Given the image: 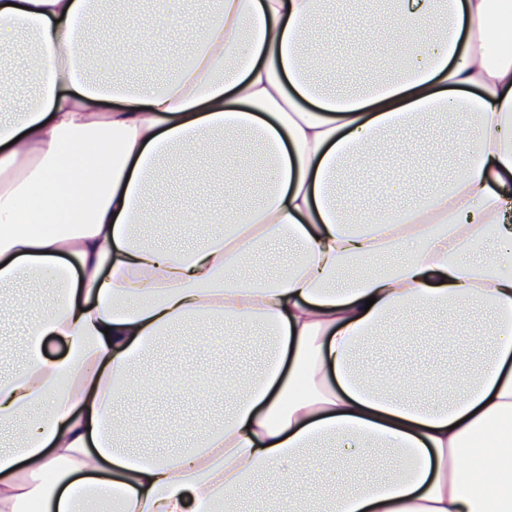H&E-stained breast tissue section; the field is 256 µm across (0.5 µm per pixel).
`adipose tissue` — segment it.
Wrapping results in <instances>:
<instances>
[{
    "label": "adipose tissue",
    "instance_id": "1",
    "mask_svg": "<svg viewBox=\"0 0 512 512\" xmlns=\"http://www.w3.org/2000/svg\"><path fill=\"white\" fill-rule=\"evenodd\" d=\"M97 2L0 0V47L31 36L36 85L0 117V292L53 290L0 373V432L19 430L0 441V512H241L246 488L264 512H512V0H447L443 17L396 0L366 41L390 42L397 69L356 92L315 81L335 67L315 44L361 0H204L190 57L159 82L123 73L165 68L146 47L186 0H160L152 28ZM93 21L125 50L85 57ZM439 115L455 165L417 194L378 146ZM362 158L396 207L359 208ZM218 165L231 197L205 212L195 188ZM165 172L179 208L150 205ZM185 224L191 249L162 246ZM274 244L281 273L252 275ZM427 311L478 350L470 369L394 382L365 362ZM185 324L266 337L260 366L133 373ZM48 337L63 356L42 355ZM186 384L223 400L218 427L117 414ZM175 433L189 443L167 450ZM310 478L331 495L272 492Z\"/></svg>",
    "mask_w": 512,
    "mask_h": 512
}]
</instances>
